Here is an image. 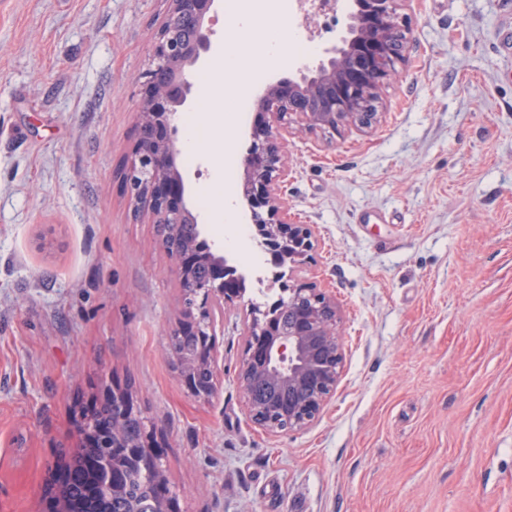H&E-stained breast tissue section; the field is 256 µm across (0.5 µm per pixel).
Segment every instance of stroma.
Segmentation results:
<instances>
[{
    "mask_svg": "<svg viewBox=\"0 0 512 512\" xmlns=\"http://www.w3.org/2000/svg\"><path fill=\"white\" fill-rule=\"evenodd\" d=\"M216 0L185 110L225 47L261 61ZM168 0H0V512H45L86 409L130 389L175 512H512V0H403L401 78L370 129L288 140L282 193L314 248L292 284L336 300L343 363L307 428L270 435L237 383L243 307L224 308L221 389L179 383L167 335L184 303L149 213L118 172ZM286 7L287 43L343 30ZM250 121L176 140L190 204L225 187Z\"/></svg>",
    "mask_w": 512,
    "mask_h": 512,
    "instance_id": "35a3bbf8",
    "label": "stroma"
}]
</instances>
